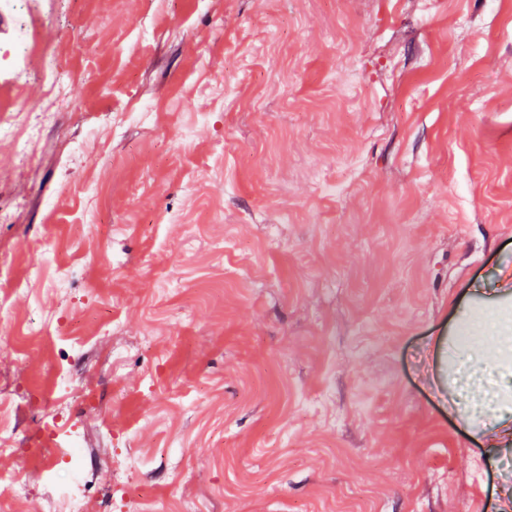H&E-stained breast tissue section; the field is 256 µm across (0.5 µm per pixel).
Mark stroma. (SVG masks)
<instances>
[{"label":"stroma","instance_id":"stroma-1","mask_svg":"<svg viewBox=\"0 0 512 512\" xmlns=\"http://www.w3.org/2000/svg\"><path fill=\"white\" fill-rule=\"evenodd\" d=\"M52 11L66 100L38 52L0 79L39 115L33 157L0 135L9 512L51 497L31 436L76 327L90 512H496L512 452L453 411L448 338L512 299V0Z\"/></svg>","mask_w":512,"mask_h":512}]
</instances>
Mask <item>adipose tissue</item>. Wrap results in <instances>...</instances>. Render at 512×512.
<instances>
[{"mask_svg": "<svg viewBox=\"0 0 512 512\" xmlns=\"http://www.w3.org/2000/svg\"><path fill=\"white\" fill-rule=\"evenodd\" d=\"M476 329L488 332L491 346L470 349L472 369L454 408L472 431L492 432V447L507 448L512 446V306L485 304ZM490 370L497 379L486 380Z\"/></svg>", "mask_w": 512, "mask_h": 512, "instance_id": "adipose-tissue-1", "label": "adipose tissue"}]
</instances>
